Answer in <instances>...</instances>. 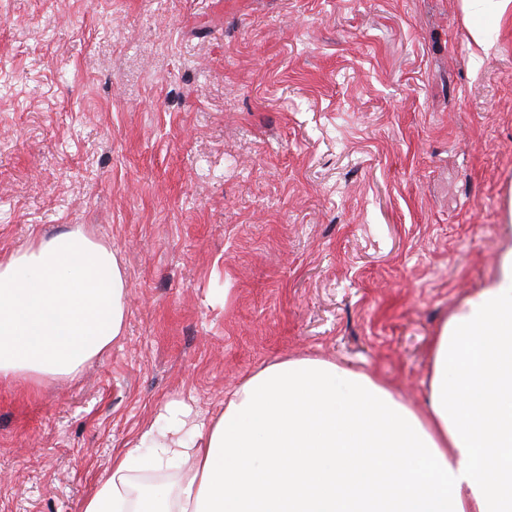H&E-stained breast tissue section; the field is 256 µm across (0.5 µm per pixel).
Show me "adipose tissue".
I'll return each instance as SVG.
<instances>
[{
    "label": "adipose tissue",
    "instance_id": "ef3b65f1",
    "mask_svg": "<svg viewBox=\"0 0 512 512\" xmlns=\"http://www.w3.org/2000/svg\"><path fill=\"white\" fill-rule=\"evenodd\" d=\"M496 263L430 341L415 409L318 358L246 378L209 415L165 403L82 512H512V199ZM127 288L84 225L0 253V380L75 379L124 332ZM177 463L173 480L146 472Z\"/></svg>",
    "mask_w": 512,
    "mask_h": 512
}]
</instances>
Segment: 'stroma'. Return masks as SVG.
<instances>
[{"mask_svg": "<svg viewBox=\"0 0 512 512\" xmlns=\"http://www.w3.org/2000/svg\"><path fill=\"white\" fill-rule=\"evenodd\" d=\"M511 195L512 20L478 50L461 0H0V252L81 224L129 291L81 376L0 381V512L282 359L420 405Z\"/></svg>", "mask_w": 512, "mask_h": 512, "instance_id": "stroma-1", "label": "stroma"}]
</instances>
